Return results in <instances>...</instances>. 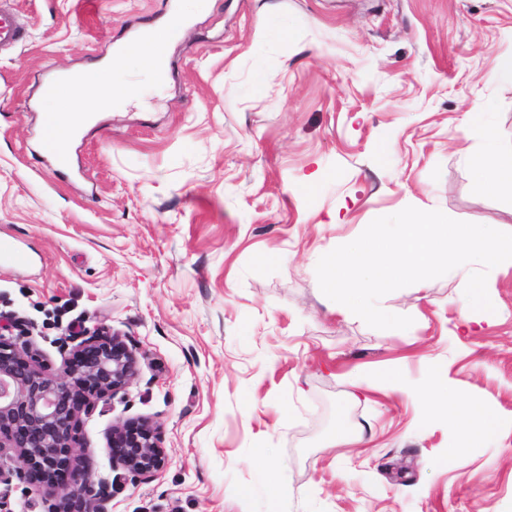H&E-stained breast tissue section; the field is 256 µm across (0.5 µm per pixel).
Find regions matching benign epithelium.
<instances>
[{
	"mask_svg": "<svg viewBox=\"0 0 512 512\" xmlns=\"http://www.w3.org/2000/svg\"><path fill=\"white\" fill-rule=\"evenodd\" d=\"M53 369L19 325H0V483L39 491L47 512H106L108 487L78 457L81 414L125 392L138 374L134 345L103 328L60 345ZM112 465L147 480L166 464L160 426L128 419L107 437Z\"/></svg>",
	"mask_w": 512,
	"mask_h": 512,
	"instance_id": "benign-epithelium-1",
	"label": "benign epithelium"
}]
</instances>
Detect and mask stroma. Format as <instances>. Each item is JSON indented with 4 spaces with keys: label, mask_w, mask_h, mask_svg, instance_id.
Returning a JSON list of instances; mask_svg holds the SVG:
<instances>
[{
    "label": "stroma",
    "mask_w": 512,
    "mask_h": 512,
    "mask_svg": "<svg viewBox=\"0 0 512 512\" xmlns=\"http://www.w3.org/2000/svg\"><path fill=\"white\" fill-rule=\"evenodd\" d=\"M167 49L138 104L99 113L72 142L77 174L42 144L45 77L109 55L178 0H0L22 41L0 48V319L23 321L53 365L72 320L136 347L124 397L81 418L82 457L112 488L107 512H512V266L489 271L492 321L466 328L469 269L380 298L405 333L337 313L321 256L413 206L512 233V199L475 191L468 120L485 100L512 153V0H212ZM297 36L257 43L269 14ZM265 84H258L260 72ZM314 177L312 192L302 183ZM448 394L499 420L483 447L425 400ZM396 370L404 389L378 376ZM160 425L167 464L149 481L114 468L118 422ZM354 444L330 445L335 431ZM270 451L256 461V447ZM265 488L268 500V512H278L280 491L283 485V477L280 472L266 467L265 468Z\"/></svg>",
    "instance_id": "1"
}]
</instances>
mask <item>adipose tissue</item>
Returning a JSON list of instances; mask_svg holds the SVG:
<instances>
[{"label": "adipose tissue", "instance_id": "ef3b65f1", "mask_svg": "<svg viewBox=\"0 0 512 512\" xmlns=\"http://www.w3.org/2000/svg\"><path fill=\"white\" fill-rule=\"evenodd\" d=\"M209 0H192L190 9H178L158 24L144 29L137 37L125 40L103 62L92 67L60 73L53 90L42 97L55 120L49 128V141L58 148L67 147L74 138L76 119L68 104L75 101L81 111L97 113L112 107L129 105L139 99L136 83L116 80L118 70L132 60L156 75H163L166 50L174 35L184 31L192 14L207 10ZM493 102H485L482 111L470 114L472 125L480 133L485 147L469 158L473 186L477 191H495L512 197V156H502L495 146V131L488 114ZM433 386L427 394L438 416L447 418L461 434L460 444L466 448L481 447L498 427L487 401H459L448 396V378L442 367L432 369Z\"/></svg>", "mask_w": 512, "mask_h": 512}]
</instances>
